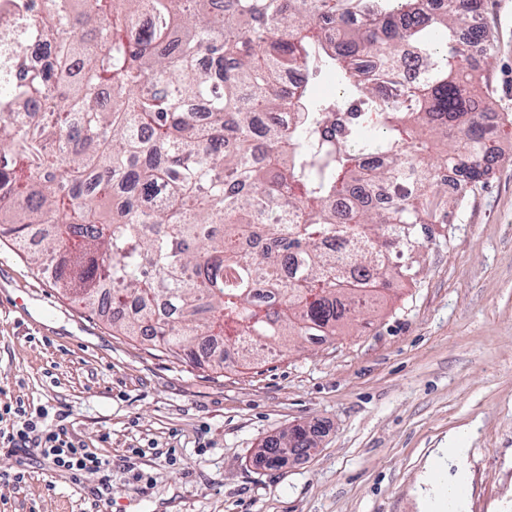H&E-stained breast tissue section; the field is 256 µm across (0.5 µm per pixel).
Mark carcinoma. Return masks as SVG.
Here are the masks:
<instances>
[{
	"label": "carcinoma",
	"mask_w": 512,
	"mask_h": 512,
	"mask_svg": "<svg viewBox=\"0 0 512 512\" xmlns=\"http://www.w3.org/2000/svg\"><path fill=\"white\" fill-rule=\"evenodd\" d=\"M481 0H36L0 100V238L110 324L179 361L229 333L226 366L367 326L412 282L394 260L446 224L502 155L478 115ZM55 43L41 71L39 42ZM483 46L481 60L470 47ZM206 56L202 71L197 59ZM339 96L315 97L317 73ZM303 79L283 86V75ZM291 113L283 126L271 114ZM388 186L393 200L373 204ZM349 202L344 211L341 203ZM245 238L263 245L239 248ZM259 288L272 291L258 303ZM267 461L311 449L296 426Z\"/></svg>",
	"instance_id": "carcinoma-1"
}]
</instances>
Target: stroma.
Listing matches in <instances>:
<instances>
[{"instance_id":"35a3bbf8","label":"stroma","mask_w":512,"mask_h":512,"mask_svg":"<svg viewBox=\"0 0 512 512\" xmlns=\"http://www.w3.org/2000/svg\"><path fill=\"white\" fill-rule=\"evenodd\" d=\"M484 74L512 142V0H483ZM367 327L248 366L179 362L113 331L0 240V408L23 401L112 461L50 469L0 446V512H430L428 463L467 512H512V154L468 188ZM309 430L308 454L262 445Z\"/></svg>"}]
</instances>
